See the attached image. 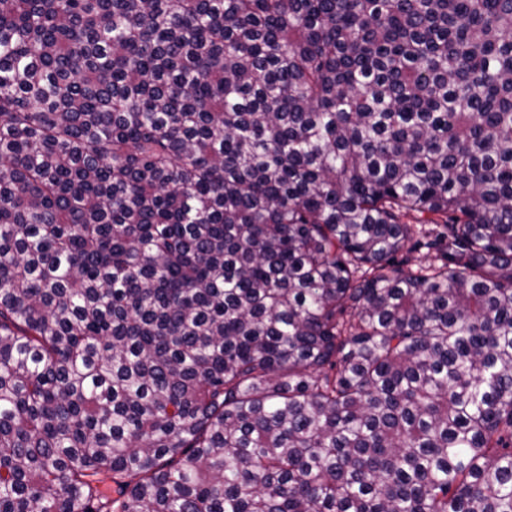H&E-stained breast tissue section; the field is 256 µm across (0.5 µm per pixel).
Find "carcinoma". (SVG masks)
<instances>
[{"label":"carcinoma","mask_w":512,"mask_h":512,"mask_svg":"<svg viewBox=\"0 0 512 512\" xmlns=\"http://www.w3.org/2000/svg\"><path fill=\"white\" fill-rule=\"evenodd\" d=\"M0 512H512V0H0Z\"/></svg>","instance_id":"1"}]
</instances>
